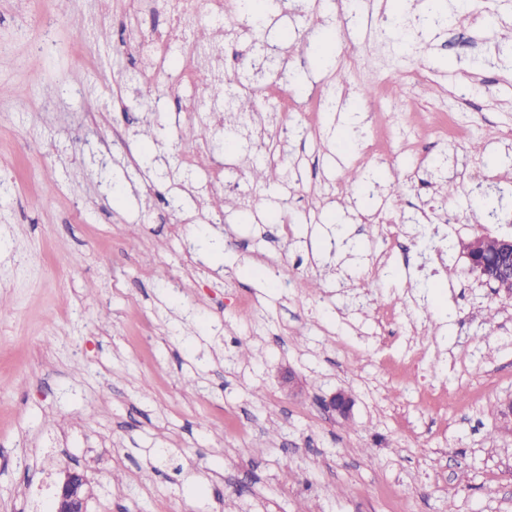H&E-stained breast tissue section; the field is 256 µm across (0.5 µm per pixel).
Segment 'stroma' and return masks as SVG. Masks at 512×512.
Listing matches in <instances>:
<instances>
[{
    "instance_id": "obj_1",
    "label": "stroma",
    "mask_w": 512,
    "mask_h": 512,
    "mask_svg": "<svg viewBox=\"0 0 512 512\" xmlns=\"http://www.w3.org/2000/svg\"><path fill=\"white\" fill-rule=\"evenodd\" d=\"M225 2L188 19L163 68L146 45L93 38L164 28L160 0H0V512H52L68 470L87 512H512V295L464 254L512 237V0H407L394 34L388 0H268L253 31ZM215 22L219 67L252 102L292 98L277 125L231 130L225 112L185 111L190 87L167 93ZM264 44L278 69L257 78ZM153 71L147 103L125 77ZM386 80L400 96L358 99ZM328 89L334 107L311 118ZM437 109L464 114L471 139L437 137ZM393 113L410 138L385 132ZM292 122L306 135L288 137ZM268 142L292 174L259 191ZM488 184L508 199L496 223ZM434 201L457 220L420 236ZM442 237L447 271L422 267ZM264 255L280 278L258 274ZM390 314L404 335L385 334ZM407 353L450 412L395 379ZM340 389L346 420L322 406Z\"/></svg>"
}]
</instances>
